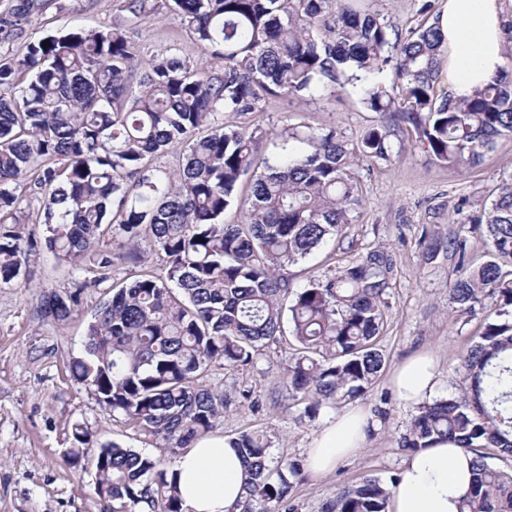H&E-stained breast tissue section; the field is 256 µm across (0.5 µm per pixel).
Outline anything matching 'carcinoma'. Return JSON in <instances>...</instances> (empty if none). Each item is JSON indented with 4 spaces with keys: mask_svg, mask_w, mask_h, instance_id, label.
<instances>
[{
    "mask_svg": "<svg viewBox=\"0 0 512 512\" xmlns=\"http://www.w3.org/2000/svg\"><path fill=\"white\" fill-rule=\"evenodd\" d=\"M192 37L224 68L176 56L148 61L123 23L31 41L18 60L0 58V286L19 280L37 244L24 239L19 178L39 202L44 247L85 274L75 292L42 295V315L68 320L79 289L111 279L116 261L142 262L147 237L161 267L112 296L87 328V358L74 379L98 403L172 455L224 417L231 398L200 384L214 364L245 366L282 334L291 315L296 348L283 382L313 420L322 406L364 396L385 367L376 342L392 288V254L376 248L295 292L288 267L342 233L360 203L355 166L392 157L389 134L367 127L347 147L334 128L309 129L283 162L259 158L258 138L226 121L268 96L312 97L349 85L368 112L410 124L442 165L469 169L512 138V71L471 98L438 92L443 35L435 24L403 32L369 0H166ZM43 0L0 14V35L20 37ZM149 0H123L141 18ZM137 82L138 91H131ZM189 143L178 170L152 163ZM248 179L244 223L224 213ZM480 223L490 259L450 289L468 315L486 295L499 308L462 359L464 389L419 408L400 447L417 452L435 437L466 450L512 456V177ZM90 432L72 427L70 457L92 455L99 496L112 512H183L176 478L162 460L115 442L89 453ZM247 464L245 496L232 512H296L302 466L275 458L263 435L229 439ZM390 486L367 475L343 485L320 512H386ZM460 512H512V472L476 465Z\"/></svg>",
    "mask_w": 512,
    "mask_h": 512,
    "instance_id": "carcinoma-1",
    "label": "carcinoma"
}]
</instances>
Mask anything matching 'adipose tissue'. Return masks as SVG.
I'll return each mask as SVG.
<instances>
[{
  "label": "adipose tissue",
  "mask_w": 512,
  "mask_h": 512,
  "mask_svg": "<svg viewBox=\"0 0 512 512\" xmlns=\"http://www.w3.org/2000/svg\"><path fill=\"white\" fill-rule=\"evenodd\" d=\"M503 0H447L438 19L445 38L442 69L452 99L470 97L501 72L507 45ZM435 360L420 352L405 360L393 385L406 404L418 405L435 387ZM374 425L359 407L333 415L315 435L311 471L331 470L362 448ZM476 454L452 440L408 456L388 500V512H459L473 485ZM174 473L184 512H229L245 494L242 459L228 439L203 437L178 457Z\"/></svg>",
  "instance_id": "ef3b65f1"
}]
</instances>
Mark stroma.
Listing matches in <instances>:
<instances>
[{
  "label": "stroma",
  "instance_id": "35a3bbf8",
  "mask_svg": "<svg viewBox=\"0 0 512 512\" xmlns=\"http://www.w3.org/2000/svg\"><path fill=\"white\" fill-rule=\"evenodd\" d=\"M124 16L121 0H45L22 38L0 41V54L19 57L27 42L47 34L108 29ZM127 31L144 55L175 54L193 64L224 66L223 59L212 56L181 27L167 6L128 24ZM382 120V115L365 111L347 87L332 96L269 97L256 112L234 117L233 122L260 135L262 158L274 162L284 155L289 128L331 126L352 143L366 127ZM390 142L398 159L363 160L357 167L362 203L344 226L341 241H328L288 269L290 286L298 290L372 247L388 248L395 260L378 339L387 365L373 388L356 401L369 411L387 407L389 414L376 422L364 447L340 460L331 472L317 476L304 471L292 491L296 512H320L336 488L363 476L386 482L398 477L407 458L398 440L418 409L400 400L390 383L392 372L413 353L430 350L437 360L435 397L458 392L462 356L480 336L485 316L498 307L496 298L489 296L475 314L455 313L448 291L458 268L448 240L465 242L469 265L486 261V227L476 218L489 207L501 180L512 176V140L499 141L478 166L467 170L433 162L411 126L397 130ZM345 242L352 243V250H342ZM78 276L76 269L42 249L18 283L0 288V512H106L108 504L97 493L93 467L72 464L67 455L77 422L91 428V448L113 441L162 457L169 468L176 461L113 417L72 378L71 363L86 355L87 326L110 292L104 286L83 289L74 315L62 324L44 318L39 305L42 293L71 287ZM291 341L286 334L265 345L250 365L213 367L205 383L234 393L214 435L259 431L274 456L305 464L315 433L344 407L325 405L311 420L304 415L303 403L289 398L282 373Z\"/></svg>",
  "mask_w": 512,
  "mask_h": 512
}]
</instances>
